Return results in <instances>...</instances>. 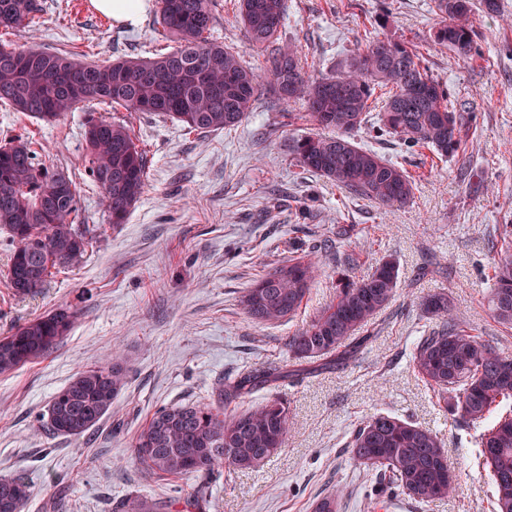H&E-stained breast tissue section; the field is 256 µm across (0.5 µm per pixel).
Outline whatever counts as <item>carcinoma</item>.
I'll return each mask as SVG.
<instances>
[{
	"label": "carcinoma",
	"instance_id": "cac0c4a2",
	"mask_svg": "<svg viewBox=\"0 0 512 512\" xmlns=\"http://www.w3.org/2000/svg\"><path fill=\"white\" fill-rule=\"evenodd\" d=\"M216 0H159L165 38L177 43L145 59L116 58L101 63L65 53L22 48L0 40V105L57 122L68 112L99 100L129 112L168 116L190 132L227 129L242 123L270 85L285 103L304 99L326 135L294 145L303 170L316 173L350 194L382 206L408 203L415 182L400 166L352 139L365 124L378 87L390 94L376 102V133L393 136L408 148H427L453 158L472 116L454 106L448 87L433 79L417 51L391 38L378 39L334 72L315 78L292 48L277 50L266 73L249 68L238 52L209 38ZM237 18L248 43L269 47L277 38L286 0H238ZM441 15L434 42L459 57L476 49L475 10L499 9L498 0H436ZM42 0H0V32L32 27ZM85 169L101 189L108 218L124 223L144 193L147 160L130 130L89 115L85 126ZM29 137L0 146V226L15 244L10 270L27 277L25 293L42 287L55 271L82 261L89 245L84 225L75 223L78 192L64 173L38 162ZM488 304L495 318L512 328V247L497 252ZM315 263L298 258L256 280L241 300L259 322L277 323L295 313L314 278ZM399 271L395 259L382 260L361 280L336 289L334 299L306 328L288 338L296 362L330 366L350 359L360 335L394 296ZM439 324L419 338L413 366L431 387L448 395L451 414L481 430L477 458L488 470L491 512H512V358L465 330L444 294L423 303ZM77 314L68 307L26 322L0 336V374L50 353L68 335ZM291 376L269 364L218 383L214 402L163 408L138 433L136 460L159 476L192 475L200 484L183 499L184 512H207L205 481L229 465L254 469L284 446L290 430L287 404L277 398L250 410L224 415V405ZM125 386L119 356L112 363L80 372L59 389L48 407L47 426L56 435L80 437L95 429ZM347 449L354 461L374 471L393 494L419 503L455 491L443 466L445 449L433 432L405 419L376 413L352 432ZM30 498L21 477L0 478V512H24ZM121 512H170V505L130 497Z\"/></svg>",
	"mask_w": 512,
	"mask_h": 512
}]
</instances>
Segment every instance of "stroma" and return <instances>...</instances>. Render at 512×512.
<instances>
[{
	"label": "stroma",
	"mask_w": 512,
	"mask_h": 512,
	"mask_svg": "<svg viewBox=\"0 0 512 512\" xmlns=\"http://www.w3.org/2000/svg\"><path fill=\"white\" fill-rule=\"evenodd\" d=\"M43 3L39 26L14 30L11 43L89 61L149 58L156 50L150 37L158 0H146L135 26L115 24L91 0ZM378 4L286 0L277 45L297 48L316 77L378 39L407 42L423 55L429 75L448 86L458 109L472 114L462 152L445 159L393 137L371 138L377 114L369 112L368 128L354 141L413 177L414 196L402 206H379L303 172L293 144L319 128L303 101L284 103L267 88L239 126L203 134L162 115L96 105L97 116L130 127L148 160L145 191L115 227L85 172V113L48 125L0 106V145L23 133L40 142V162L76 183L91 237L79 266L19 295L7 278L14 245L0 229V335L61 307L77 313L50 355L0 375V477L29 484L25 512H42L58 491L65 512H115L133 495L166 502L191 493L195 477L162 479L137 463L135 437L146 421L162 408L213 402L218 381L262 363L291 365L288 337L333 300L341 280L369 276L388 256L399 263L398 288L353 357L226 406L231 415L281 399L290 432L285 447L259 468L227 467L213 476L208 512H312L318 498L338 490L340 512L486 506L489 486L476 464L475 433L417 375L412 356L432 321L421 303L442 293L467 327L512 357V328L498 323L486 302L494 246L512 222V0H501L497 14L476 12L477 52L468 58L434 44L441 21L435 0H394L388 13ZM236 12V0H217L212 37L264 72L270 52L248 44ZM326 238L335 246L319 253L309 293L292 317L264 324L245 314L241 299L256 278ZM116 350L126 384L111 413L84 436L49 435L54 393ZM378 412L408 418L441 438L454 494L421 504L378 488L346 449L352 429Z\"/></svg>",
	"instance_id": "35a3bbf8"
}]
</instances>
